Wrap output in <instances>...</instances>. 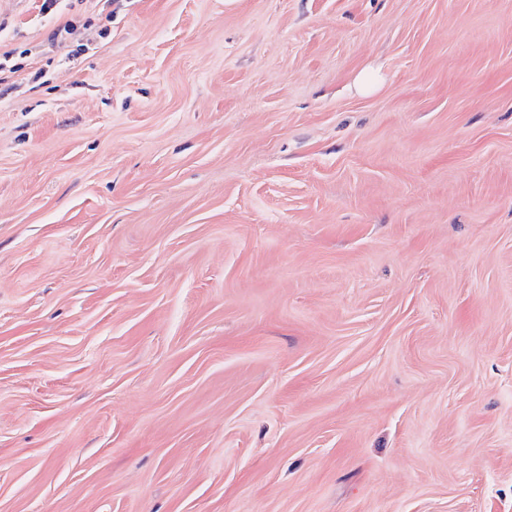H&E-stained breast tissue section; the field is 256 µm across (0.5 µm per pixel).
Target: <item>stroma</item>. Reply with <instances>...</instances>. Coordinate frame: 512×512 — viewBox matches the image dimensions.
Listing matches in <instances>:
<instances>
[{"mask_svg": "<svg viewBox=\"0 0 512 512\" xmlns=\"http://www.w3.org/2000/svg\"><path fill=\"white\" fill-rule=\"evenodd\" d=\"M37 4L0 512H512V0Z\"/></svg>", "mask_w": 512, "mask_h": 512, "instance_id": "stroma-1", "label": "stroma"}]
</instances>
